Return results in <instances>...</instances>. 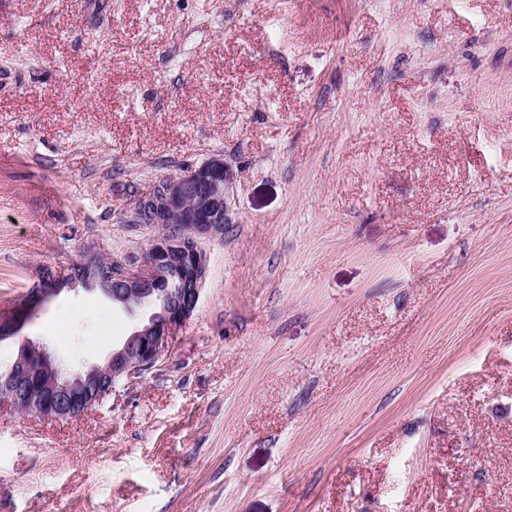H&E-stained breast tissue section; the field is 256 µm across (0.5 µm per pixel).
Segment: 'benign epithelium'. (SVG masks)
Returning <instances> with one entry per match:
<instances>
[{
	"label": "benign epithelium",
	"mask_w": 512,
	"mask_h": 512,
	"mask_svg": "<svg viewBox=\"0 0 512 512\" xmlns=\"http://www.w3.org/2000/svg\"><path fill=\"white\" fill-rule=\"evenodd\" d=\"M128 223L159 229L143 259L115 257L104 263L90 249L81 264L87 273L45 268L20 312L0 317V343L20 340L14 361L0 374V409L47 420L85 414L116 385L152 369L169 339L196 311L207 274L204 239L224 236L228 223L227 171L215 155L181 173L161 178L125 204ZM80 285L125 310L145 314L122 344L101 362L67 370L39 343L20 338L30 308Z\"/></svg>",
	"instance_id": "obj_1"
}]
</instances>
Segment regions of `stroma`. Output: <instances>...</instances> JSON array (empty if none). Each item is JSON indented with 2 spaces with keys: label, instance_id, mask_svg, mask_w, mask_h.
<instances>
[{
  "label": "stroma",
  "instance_id": "35a3bbf8",
  "mask_svg": "<svg viewBox=\"0 0 512 512\" xmlns=\"http://www.w3.org/2000/svg\"><path fill=\"white\" fill-rule=\"evenodd\" d=\"M214 154L196 311L83 416L0 409V512H512V0H0V316Z\"/></svg>",
  "mask_w": 512,
  "mask_h": 512
}]
</instances>
